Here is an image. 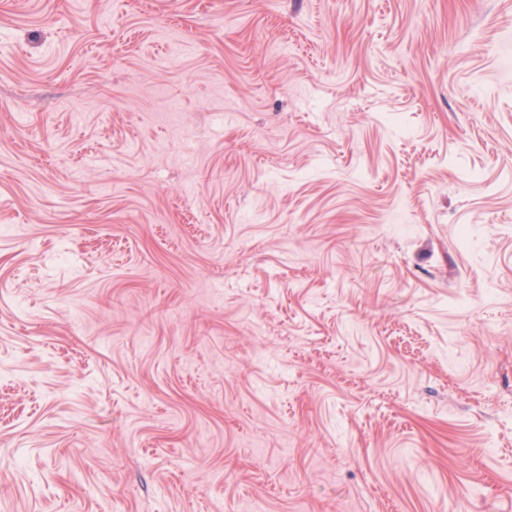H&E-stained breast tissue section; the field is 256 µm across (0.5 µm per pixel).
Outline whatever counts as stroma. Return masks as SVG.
<instances>
[{
  "instance_id": "stroma-1",
  "label": "stroma",
  "mask_w": 512,
  "mask_h": 512,
  "mask_svg": "<svg viewBox=\"0 0 512 512\" xmlns=\"http://www.w3.org/2000/svg\"><path fill=\"white\" fill-rule=\"evenodd\" d=\"M512 512V0H0V512Z\"/></svg>"
}]
</instances>
